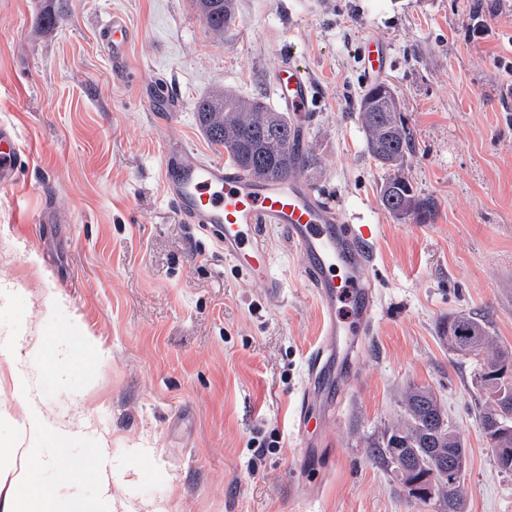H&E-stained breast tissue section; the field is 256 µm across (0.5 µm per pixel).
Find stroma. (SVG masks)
I'll use <instances>...</instances> for the list:
<instances>
[{
  "label": "stroma",
  "instance_id": "obj_1",
  "mask_svg": "<svg viewBox=\"0 0 512 512\" xmlns=\"http://www.w3.org/2000/svg\"><path fill=\"white\" fill-rule=\"evenodd\" d=\"M58 14L44 30L36 17ZM214 39L190 0H0V125L29 161L0 189V465L21 443V395L6 360L22 342L31 385L67 438L38 481L56 512H96L99 450L112 494L167 512H436L406 497L369 444L432 389L466 450V512H512V473L480 429L475 363L441 338L474 311L512 350V0H236ZM115 14L138 37L118 81L99 31ZM490 32L469 38L473 15ZM389 50L391 84L416 151L407 174L435 205L426 222L379 204L385 173L367 152L356 102L371 79L361 46ZM296 61L312 101L303 141L319 159L304 182L376 231V320L352 360L316 385L319 421L297 436L320 306L283 228L266 239L273 299L247 270L182 223L161 179L164 146L220 161L195 101L229 88L272 107L277 70ZM175 111L154 108L155 90Z\"/></svg>",
  "mask_w": 512,
  "mask_h": 512
}]
</instances>
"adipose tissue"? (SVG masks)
I'll return each instance as SVG.
<instances>
[{"label": "adipose tissue", "mask_w": 512, "mask_h": 512, "mask_svg": "<svg viewBox=\"0 0 512 512\" xmlns=\"http://www.w3.org/2000/svg\"><path fill=\"white\" fill-rule=\"evenodd\" d=\"M12 376L25 392L18 428L27 446L20 449L8 470H0V512H53V500L39 485L36 474L38 469L53 465L51 459L42 456L40 442L47 436L59 434L60 428L45 404L28 393L25 370L14 366Z\"/></svg>", "instance_id": "ef3b65f1"}]
</instances>
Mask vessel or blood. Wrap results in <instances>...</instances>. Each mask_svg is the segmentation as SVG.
Returning <instances> with one entry per match:
<instances>
[{"mask_svg": "<svg viewBox=\"0 0 512 512\" xmlns=\"http://www.w3.org/2000/svg\"><path fill=\"white\" fill-rule=\"evenodd\" d=\"M133 31L121 15H112L100 31V43L115 72L127 68ZM388 54L373 42L362 46L369 77L383 70ZM311 83L297 62L281 67L276 93L289 110L307 109ZM16 132L0 126V187L16 180L19 153ZM165 191L177 203L180 219L212 233L224 254L261 280L271 297L281 293L271 273L266 242L269 225L282 227L290 244L301 253L303 275L314 290L323 315V343L308 360V373L317 376L334 346L370 333L376 301L367 275L375 260L370 226L347 224L335 205L320 199L293 174L278 182H264L223 162H206L170 147L162 170ZM351 300L355 312L340 315V305Z\"/></svg>", "mask_w": 512, "mask_h": 512, "instance_id": "obj_1", "label": "vessel or blood"}]
</instances>
